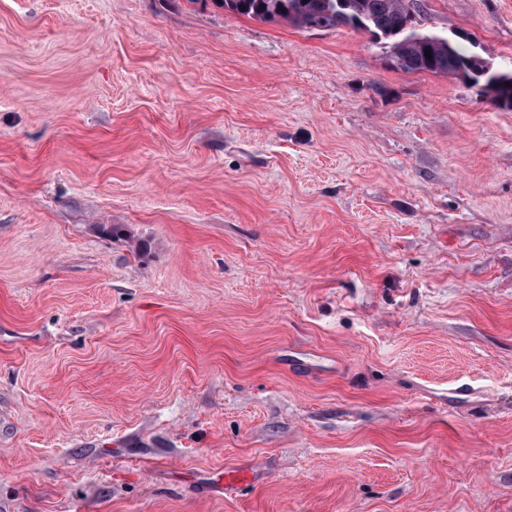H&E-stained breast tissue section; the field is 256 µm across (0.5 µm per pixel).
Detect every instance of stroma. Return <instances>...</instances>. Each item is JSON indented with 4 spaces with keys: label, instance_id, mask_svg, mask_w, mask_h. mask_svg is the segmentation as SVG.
<instances>
[{
    "label": "stroma",
    "instance_id": "stroma-1",
    "mask_svg": "<svg viewBox=\"0 0 512 512\" xmlns=\"http://www.w3.org/2000/svg\"><path fill=\"white\" fill-rule=\"evenodd\" d=\"M422 3L512 69V0ZM0 512H512V110L347 26L0 0Z\"/></svg>",
    "mask_w": 512,
    "mask_h": 512
}]
</instances>
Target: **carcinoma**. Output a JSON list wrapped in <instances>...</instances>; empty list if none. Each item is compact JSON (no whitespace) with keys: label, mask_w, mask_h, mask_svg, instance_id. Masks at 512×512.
Here are the masks:
<instances>
[{"label":"carcinoma","mask_w":512,"mask_h":512,"mask_svg":"<svg viewBox=\"0 0 512 512\" xmlns=\"http://www.w3.org/2000/svg\"><path fill=\"white\" fill-rule=\"evenodd\" d=\"M235 14L298 28L332 29L340 25L389 41L392 61L407 72L453 75L478 86L500 108L512 109V72L502 71L480 53L443 33L415 29L421 0H211ZM431 57L425 56V51Z\"/></svg>","instance_id":"carcinoma-1"}]
</instances>
